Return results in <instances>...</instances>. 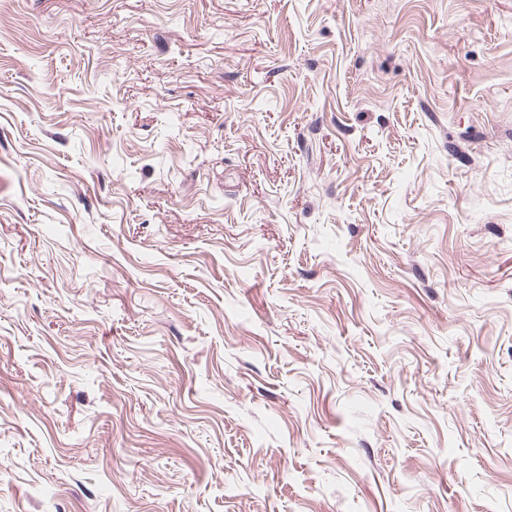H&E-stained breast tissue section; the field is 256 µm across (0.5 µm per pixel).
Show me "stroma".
<instances>
[{
    "instance_id": "35a3bbf8",
    "label": "stroma",
    "mask_w": 512,
    "mask_h": 512,
    "mask_svg": "<svg viewBox=\"0 0 512 512\" xmlns=\"http://www.w3.org/2000/svg\"><path fill=\"white\" fill-rule=\"evenodd\" d=\"M0 512H512V0H0Z\"/></svg>"
}]
</instances>
